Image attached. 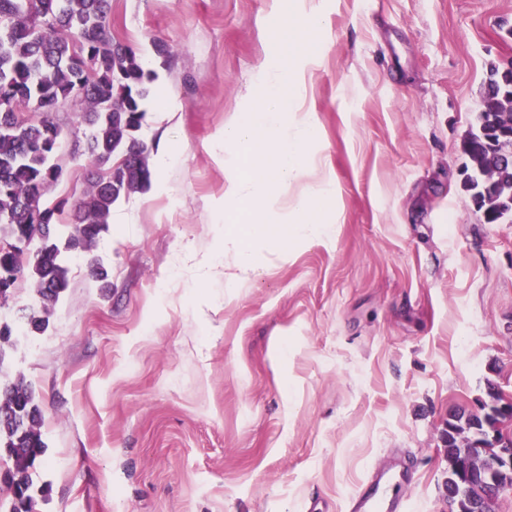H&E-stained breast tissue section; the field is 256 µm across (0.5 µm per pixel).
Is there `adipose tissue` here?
<instances>
[{"instance_id":"ef3b65f1","label":"adipose tissue","mask_w":512,"mask_h":512,"mask_svg":"<svg viewBox=\"0 0 512 512\" xmlns=\"http://www.w3.org/2000/svg\"><path fill=\"white\" fill-rule=\"evenodd\" d=\"M299 17L302 31L285 44L283 54L299 56L302 67H262L261 94L245 111L232 113L220 136L225 199L244 203L250 235L276 243L282 255L303 242L332 239L329 211L337 198L325 157L312 151L320 139V123L305 105L302 68L314 61L305 35L317 30L321 17L313 6L301 9ZM238 156L246 162L247 175L235 167Z\"/></svg>"}]
</instances>
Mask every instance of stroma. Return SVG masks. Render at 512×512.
I'll return each instance as SVG.
<instances>
[{
  "mask_svg": "<svg viewBox=\"0 0 512 512\" xmlns=\"http://www.w3.org/2000/svg\"><path fill=\"white\" fill-rule=\"evenodd\" d=\"M314 2L307 103L341 222L282 259L254 245L266 271L233 288L246 207L224 202L218 136L296 24L272 0H112L113 37L157 74L142 136L172 159L114 204L108 279L70 257L48 331L6 354L44 416L36 512H348L375 471L401 474L408 512H448L449 413L512 397V221L484 222L461 151L512 0ZM82 113L56 114L49 199L85 186Z\"/></svg>",
  "mask_w": 512,
  "mask_h": 512,
  "instance_id": "stroma-1",
  "label": "stroma"
}]
</instances>
